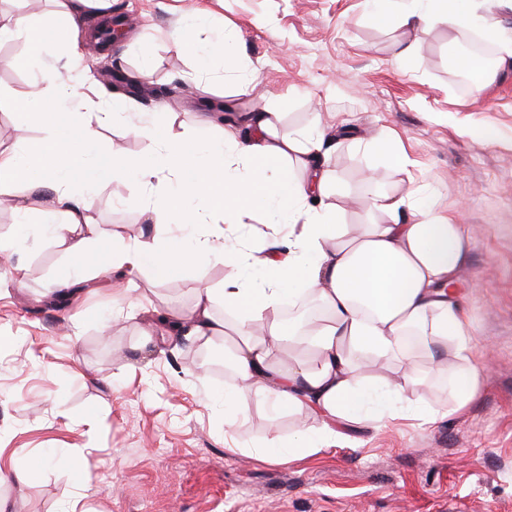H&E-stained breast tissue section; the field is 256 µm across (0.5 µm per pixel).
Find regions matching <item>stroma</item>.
I'll return each instance as SVG.
<instances>
[{"label": "stroma", "instance_id": "35a3bbf8", "mask_svg": "<svg viewBox=\"0 0 512 512\" xmlns=\"http://www.w3.org/2000/svg\"><path fill=\"white\" fill-rule=\"evenodd\" d=\"M472 4L478 24L499 34L492 78L474 92L458 86L448 55L468 31L378 27L372 0H112L113 15L135 25L106 59L130 79L149 64L141 87L150 97L131 98L134 111L202 141L221 134L207 120L211 103L248 112L272 97L288 100L284 131L317 124L346 137L329 162L346 223L381 222L369 187L433 192L471 237L453 289L482 370L474 400L456 407L449 351L421 360L420 381L396 404L400 417L370 413L341 424L312 454L254 455L269 438L317 431L322 420L306 409L273 417L254 400L226 426L233 379L190 373L200 349L223 352V341L144 335L150 310H191L195 271L149 290L144 274L104 273L52 307L47 286L65 271L63 248L30 242L11 260L25 271L24 287L0 290V466L25 475L0 485L6 512H512V7ZM197 12L211 39L234 35L235 55L207 58L171 44L170 32ZM31 55L27 42L0 44V149L15 147L21 132L34 142L43 136L24 107ZM187 79L193 93H151ZM243 79L255 80L254 98L236 96ZM85 119L99 132V150L156 151L97 113ZM382 129L406 169L370 148ZM90 195L102 232L135 233L141 218L130 202L143 192L134 180ZM75 453L81 484L66 466H36Z\"/></svg>", "mask_w": 512, "mask_h": 512}]
</instances>
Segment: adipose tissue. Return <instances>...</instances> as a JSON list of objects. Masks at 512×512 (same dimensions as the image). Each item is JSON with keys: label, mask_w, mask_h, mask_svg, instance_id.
Masks as SVG:
<instances>
[{"label": "adipose tissue", "mask_w": 512, "mask_h": 512, "mask_svg": "<svg viewBox=\"0 0 512 512\" xmlns=\"http://www.w3.org/2000/svg\"><path fill=\"white\" fill-rule=\"evenodd\" d=\"M57 2L58 20L47 27L25 15L0 14V41L24 40L38 49L77 38L85 14L112 20L110 0ZM423 2L422 8L401 11L395 0H373L372 19L382 27L410 24L424 31L446 21L459 28L472 23L470 0ZM29 98L38 104L32 117L45 137L23 149L0 150V190L9 189L20 220L41 215L44 236L63 245L68 269L51 290L84 280L92 266L146 272L150 287L190 266L201 273L214 263L236 268L221 289L200 282L191 314L172 322L171 332L205 341L232 337L235 384L224 398L227 423L254 397L274 413L305 407L323 417L315 435L298 437L286 448L270 440L264 455L311 454L335 437L337 422L370 410L392 415L395 399L418 380L417 360L408 359L400 380L375 382L353 354L396 353L411 330L422 335V357L453 345L463 365L451 395L461 407L474 399L481 370L470 360L471 327L447 290L467 260L470 236L421 189L373 193L371 207L385 215V223L346 224L330 174L319 165L329 156L330 139L320 128L283 132L278 99L225 119L221 137L203 146L157 124L151 114L131 111L122 95L108 102L90 99L79 82L63 78L51 56L38 60ZM91 109L111 110L131 135L153 140L157 152L147 159L118 148L94 152L97 132L84 120ZM127 176L151 197L138 203V235L117 240L92 222V200L84 190ZM258 201L290 227L285 237L270 233L261 253L239 247L226 231L245 224ZM59 213L65 223H53ZM258 266L260 282L245 278V271ZM302 290L327 311L309 340L318 362L311 367L299 361L283 370L273 361L285 337L280 313ZM219 299L236 311L232 322L216 318Z\"/></svg>", "instance_id": "obj_1"}]
</instances>
